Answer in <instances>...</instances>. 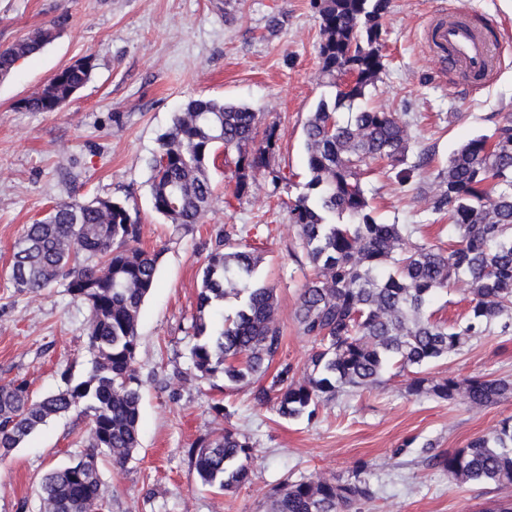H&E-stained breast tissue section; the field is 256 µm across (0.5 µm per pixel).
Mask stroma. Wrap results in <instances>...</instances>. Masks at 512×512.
Instances as JSON below:
<instances>
[{
	"label": "stroma",
	"instance_id": "35a3bbf8",
	"mask_svg": "<svg viewBox=\"0 0 512 512\" xmlns=\"http://www.w3.org/2000/svg\"><path fill=\"white\" fill-rule=\"evenodd\" d=\"M452 6L500 33L501 64L484 84L449 77L431 38ZM62 14L68 22L59 36L0 81V383L26 380L38 397L63 388L62 372L81 377L91 368L85 305L64 283L35 295L11 279L13 248L27 224L72 196L125 201L141 226V247L160 259L138 321L140 448L122 466L100 460L104 512H264L283 480L344 479L363 461L374 463L382 491L352 512H488L499 490L449 481L428 459L512 417V399L475 410L460 400L410 396L405 374L322 405L314 420L293 422L272 406H255L247 387L194 375L191 325L201 271L217 234L231 227L261 254L259 278L276 290L284 331L277 363L303 374L313 349L294 318L310 267L285 204L308 179L303 129L325 92L312 0H0V47ZM380 24L386 66L365 102L407 125V162L415 170L403 185L392 170L371 174L372 204L383 222L430 224L433 180L449 154L512 116V0H390ZM88 55L96 68L62 109L19 108ZM192 96L245 103L259 112L261 126L276 127L273 162L289 188L234 197L232 166L220 159L209 169L215 194L203 223L179 229L157 214L149 161ZM424 152L432 161L421 167ZM425 374L512 379V339L475 342ZM217 404L226 416H215ZM223 428L254 444L250 480L230 493L201 486L188 456ZM87 443L80 410L41 426L0 459V512H39L42 477Z\"/></svg>",
	"mask_w": 512,
	"mask_h": 512
}]
</instances>
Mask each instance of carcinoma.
<instances>
[{
    "mask_svg": "<svg viewBox=\"0 0 512 512\" xmlns=\"http://www.w3.org/2000/svg\"><path fill=\"white\" fill-rule=\"evenodd\" d=\"M320 18V77L328 94L304 128L309 179L288 209L313 269L295 311L299 333L316 350L303 376L282 364L266 383L283 333L276 288L258 281L261 258L247 244L234 247L224 232L208 253L192 324V364L201 376L222 375L250 388L253 403L277 415L313 420L319 407L342 395L377 388L395 369L413 374L407 392L470 408L512 398V382L498 378H428L420 373L473 342L512 332V117L456 149L434 177V212L448 219L449 246L421 235L416 224L378 221L364 181L370 160L398 169L409 137L395 112L361 104L384 67L379 19L388 0H313ZM67 17L0 47V78L51 43ZM95 59L84 56L55 73L20 102L33 112H55L90 80ZM279 136L259 132L251 107L192 98L158 139L150 163L154 210L169 223L201 224L214 199L209 164L217 150L233 156L234 195L261 184L278 190L287 178L271 165ZM411 170L398 169L403 184ZM141 225L118 199L71 198L27 225L12 260V279L38 294L63 280L89 311L86 377L64 375L65 387L34 397L23 380L0 383V457L23 445L48 419L83 407L88 451L47 473L42 512H92L103 496L98 468L82 459L108 457L126 464L140 447L141 383L134 367L138 320L156 281L159 255L138 246ZM463 287L464 316L450 322L430 309L435 296ZM232 293L241 306L210 328L207 315ZM253 443L230 429L189 450L201 485L232 492L250 479ZM457 483L512 487V419L473 438L464 448L431 458ZM374 464L360 463L346 479L285 481L268 512H349L376 497Z\"/></svg>",
    "mask_w": 512,
    "mask_h": 512,
    "instance_id": "1",
    "label": "carcinoma"
}]
</instances>
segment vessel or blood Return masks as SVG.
Returning a JSON list of instances; mask_svg holds the SVG:
<instances>
[{
    "label": "vessel or blood",
    "mask_w": 512,
    "mask_h": 512,
    "mask_svg": "<svg viewBox=\"0 0 512 512\" xmlns=\"http://www.w3.org/2000/svg\"><path fill=\"white\" fill-rule=\"evenodd\" d=\"M433 38L444 45L456 67L474 80H483L496 72L499 54L483 28L472 25L457 9L433 30Z\"/></svg>",
    "instance_id": "obj_1"
}]
</instances>
